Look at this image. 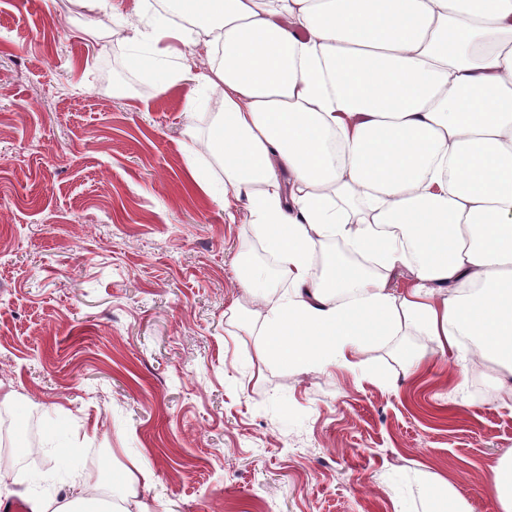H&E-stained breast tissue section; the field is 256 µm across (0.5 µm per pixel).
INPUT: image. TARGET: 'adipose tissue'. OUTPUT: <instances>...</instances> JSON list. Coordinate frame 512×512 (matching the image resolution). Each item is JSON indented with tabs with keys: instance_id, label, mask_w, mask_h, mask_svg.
I'll use <instances>...</instances> for the list:
<instances>
[{
	"instance_id": "adipose-tissue-1",
	"label": "adipose tissue",
	"mask_w": 512,
	"mask_h": 512,
	"mask_svg": "<svg viewBox=\"0 0 512 512\" xmlns=\"http://www.w3.org/2000/svg\"><path fill=\"white\" fill-rule=\"evenodd\" d=\"M112 25L159 89L193 74L189 116L220 99L188 173L244 201L276 261L240 274L260 360L326 370L400 328L443 351L469 336L512 398V0H160ZM328 240L375 270H316ZM105 472L28 512H150L153 470Z\"/></svg>"
}]
</instances>
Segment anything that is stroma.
Returning <instances> with one entry per match:
<instances>
[{
  "instance_id": "1",
  "label": "stroma",
  "mask_w": 512,
  "mask_h": 512,
  "mask_svg": "<svg viewBox=\"0 0 512 512\" xmlns=\"http://www.w3.org/2000/svg\"><path fill=\"white\" fill-rule=\"evenodd\" d=\"M195 93L133 68L110 14L0 0V382L38 417L31 492L108 456L156 472L152 512H428L442 482L499 512L512 409L468 342L402 329L351 369L260 363L245 206L187 174V126L217 109L190 119Z\"/></svg>"
}]
</instances>
